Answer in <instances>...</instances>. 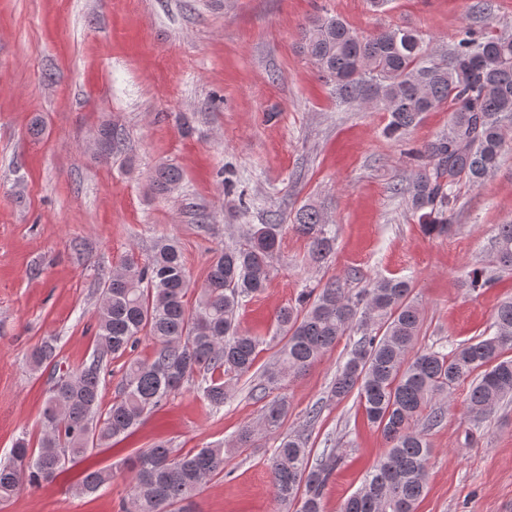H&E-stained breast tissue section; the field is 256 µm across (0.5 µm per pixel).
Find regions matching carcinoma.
Instances as JSON below:
<instances>
[{
	"mask_svg": "<svg viewBox=\"0 0 512 512\" xmlns=\"http://www.w3.org/2000/svg\"><path fill=\"white\" fill-rule=\"evenodd\" d=\"M300 44L336 98L388 112L389 138H403L424 113L450 106L448 131L415 151L421 164L410 190L412 209L424 211L427 219L424 232H448L457 184L480 185L512 143V32L469 26L437 58L413 29L389 27L363 37L338 18L317 16L300 28ZM97 141L103 160L121 150L109 122L98 127ZM182 179L177 166L161 164L153 189L170 195ZM294 224L308 240L310 260L326 262L336 237L324 214L306 204L296 211ZM281 229L279 219L271 217L265 224L250 225L241 241L214 250L191 305L182 249L172 237L159 238L143 265L129 262L107 276L89 361L63 368L55 362L56 347L50 341L32 352L34 367L52 366L42 434L38 447L20 438L9 455L0 457V502L14 496L22 479L50 481L89 451L133 431L189 382L211 408L223 407L228 382L251 371L263 343L239 329L238 314L247 298L267 287ZM492 262L502 272L512 271V222L498 226ZM496 282L483 268L469 276L474 291ZM411 294L406 278H381L352 294L334 277L303 291L296 305L276 315L281 347L263 375L271 384L305 370L348 332L360 334L330 396L341 401L356 394L367 420L390 448L340 512H416L432 454L425 429L445 416L443 407L431 406L433 399L469 379L467 410L479 418L512 397V296L500 301L490 335L447 349L417 346L421 308ZM143 338L155 346L150 358L132 356ZM123 357L127 361L119 395L103 410L107 364ZM287 416L286 400L268 403L259 424L244 427L234 447L248 448L259 434L278 431ZM421 420L424 427L419 429ZM311 452L307 436L287 433L272 453L275 500L297 506L296 512H323L324 490L333 475L336 449H323L315 463ZM228 453L219 444L176 456L158 441L118 465L86 471L76 492L101 496L117 470L126 467L134 472L130 512H183L182 503L194 491L224 473Z\"/></svg>",
	"mask_w": 512,
	"mask_h": 512,
	"instance_id": "1",
	"label": "carcinoma"
}]
</instances>
